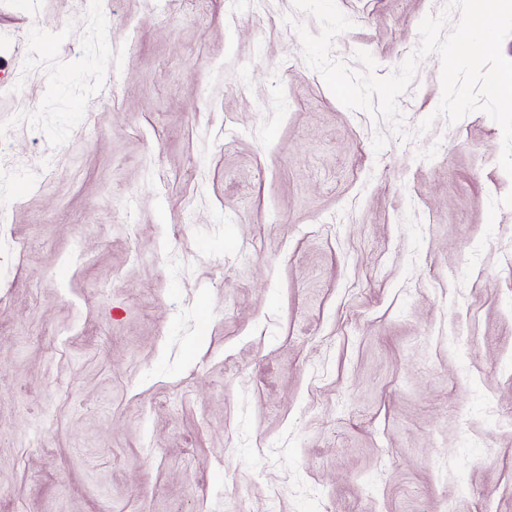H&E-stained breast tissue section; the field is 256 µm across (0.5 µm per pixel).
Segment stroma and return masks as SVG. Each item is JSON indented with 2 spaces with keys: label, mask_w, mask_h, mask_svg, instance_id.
<instances>
[{
  "label": "stroma",
  "mask_w": 512,
  "mask_h": 512,
  "mask_svg": "<svg viewBox=\"0 0 512 512\" xmlns=\"http://www.w3.org/2000/svg\"><path fill=\"white\" fill-rule=\"evenodd\" d=\"M446 0H337L385 77ZM293 0H0V512H512V177L342 106Z\"/></svg>",
  "instance_id": "obj_1"
}]
</instances>
